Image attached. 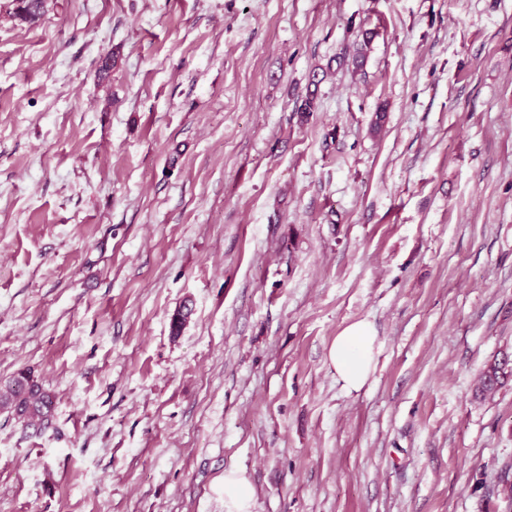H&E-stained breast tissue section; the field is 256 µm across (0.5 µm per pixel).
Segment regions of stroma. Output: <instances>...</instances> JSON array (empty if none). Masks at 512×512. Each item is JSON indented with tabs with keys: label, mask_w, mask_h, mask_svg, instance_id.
<instances>
[{
	"label": "stroma",
	"mask_w": 512,
	"mask_h": 512,
	"mask_svg": "<svg viewBox=\"0 0 512 512\" xmlns=\"http://www.w3.org/2000/svg\"><path fill=\"white\" fill-rule=\"evenodd\" d=\"M11 9L0 384L55 406L0 414V512H512V0ZM13 16L21 22H34L44 13L45 0H11ZM377 333L368 320L347 325L335 338L330 350V365L336 380L348 392L361 390L376 366ZM512 375L511 355L503 354L501 358H494L483 371L479 380L481 392H493L497 390L506 377ZM54 398L33 374L20 372L4 387L0 386V411L27 426L45 427L51 421ZM251 488L247 478L236 471L224 472V506L234 510L228 512H250Z\"/></svg>",
	"instance_id": "obj_1"
}]
</instances>
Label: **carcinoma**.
Wrapping results in <instances>:
<instances>
[{
	"label": "carcinoma",
	"mask_w": 512,
	"mask_h": 512,
	"mask_svg": "<svg viewBox=\"0 0 512 512\" xmlns=\"http://www.w3.org/2000/svg\"><path fill=\"white\" fill-rule=\"evenodd\" d=\"M45 0H12L13 16L22 22H34L44 13ZM512 375V356L494 358L479 380L482 392L497 390ZM54 398L30 372H21L0 386V411L28 426H46L53 417Z\"/></svg>",
	"instance_id": "1"
}]
</instances>
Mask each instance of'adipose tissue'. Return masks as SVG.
<instances>
[{
	"mask_svg": "<svg viewBox=\"0 0 512 512\" xmlns=\"http://www.w3.org/2000/svg\"><path fill=\"white\" fill-rule=\"evenodd\" d=\"M377 333L370 321L347 325L335 338L330 350V365L346 391L361 390L376 366Z\"/></svg>",
	"mask_w": 512,
	"mask_h": 512,
	"instance_id": "obj_1",
	"label": "adipose tissue"
}]
</instances>
